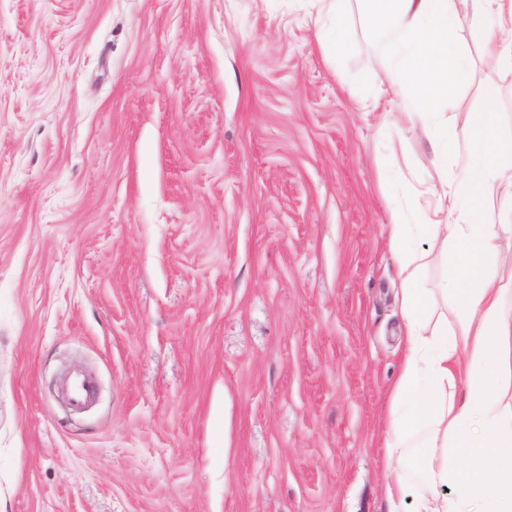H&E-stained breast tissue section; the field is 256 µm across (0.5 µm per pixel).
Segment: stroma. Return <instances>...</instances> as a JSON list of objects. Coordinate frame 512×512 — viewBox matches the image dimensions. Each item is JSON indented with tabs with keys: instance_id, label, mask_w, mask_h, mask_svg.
Here are the masks:
<instances>
[{
	"instance_id": "obj_1",
	"label": "stroma",
	"mask_w": 512,
	"mask_h": 512,
	"mask_svg": "<svg viewBox=\"0 0 512 512\" xmlns=\"http://www.w3.org/2000/svg\"><path fill=\"white\" fill-rule=\"evenodd\" d=\"M458 8L467 76L413 125L359 0L333 57L312 0H0L9 512H387L386 226L453 113L512 136V71Z\"/></svg>"
}]
</instances>
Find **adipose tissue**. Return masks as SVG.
Listing matches in <instances>:
<instances>
[{"instance_id":"obj_1","label":"adipose tissue","mask_w":512,"mask_h":512,"mask_svg":"<svg viewBox=\"0 0 512 512\" xmlns=\"http://www.w3.org/2000/svg\"><path fill=\"white\" fill-rule=\"evenodd\" d=\"M348 0H320L317 36L343 46ZM382 50L397 62L383 82L393 94L413 84L414 110L435 119L467 69L456 38V0H362ZM490 20L486 48L512 69V0H470ZM457 136L439 150L464 173L438 172L416 202L423 224L393 212L388 244L400 280L404 353L391 395L384 465L389 512H512V262L489 270L488 256L512 225L487 224L483 193L512 201V138L494 134L492 112L456 114ZM439 247L446 269L421 285L427 252ZM450 300L451 311L437 312Z\"/></svg>"}]
</instances>
